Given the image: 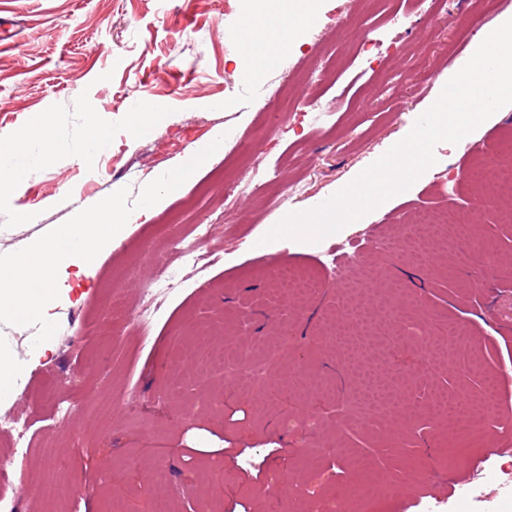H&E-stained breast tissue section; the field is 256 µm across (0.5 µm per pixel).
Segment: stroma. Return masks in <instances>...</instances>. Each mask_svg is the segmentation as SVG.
<instances>
[{
  "label": "stroma",
  "mask_w": 512,
  "mask_h": 512,
  "mask_svg": "<svg viewBox=\"0 0 512 512\" xmlns=\"http://www.w3.org/2000/svg\"><path fill=\"white\" fill-rule=\"evenodd\" d=\"M242 0H0L13 18L0 48V144L42 113L56 119L55 159L0 193V253L25 247L110 193L183 164L215 130L247 138L212 156L148 220L97 256L90 277L45 315L53 351L31 360V327L0 324L26 366L0 416L32 424L26 458L0 477L20 512H512L495 472L512 463V200L477 206L470 159L512 154V106L384 209L320 242L263 236L314 208L401 140L471 57L512 16V0H320L319 20L258 80L246 77L235 31ZM405 16L397 25L393 14ZM372 43L359 56V41ZM302 76L290 112L267 124L274 82ZM158 102L165 117L132 136L127 114ZM110 130L94 165L82 159L88 109ZM429 210L458 220L455 241L417 260L402 225ZM242 224L226 238L225 218ZM213 225L196 265L172 243ZM362 261L333 276L332 257ZM178 273L141 326L155 269ZM302 288L280 284L281 273ZM256 352L263 389L232 369ZM495 380L494 405L479 395ZM469 396L464 423L435 396ZM74 414L53 421L56 401ZM322 449L318 463L306 451ZM66 463L67 501L27 492L31 474ZM474 475L487 498L454 485ZM377 492L362 498L358 486Z\"/></svg>",
  "instance_id": "obj_1"
}]
</instances>
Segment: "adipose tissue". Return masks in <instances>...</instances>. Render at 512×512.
<instances>
[{
	"label": "adipose tissue",
	"instance_id": "adipose-tissue-1",
	"mask_svg": "<svg viewBox=\"0 0 512 512\" xmlns=\"http://www.w3.org/2000/svg\"><path fill=\"white\" fill-rule=\"evenodd\" d=\"M317 21L316 0H289L284 11H247L237 30L238 56L250 63L252 76H260L295 47L302 31ZM50 134L51 119L43 114L0 148V191L22 187L34 168L51 161Z\"/></svg>",
	"mask_w": 512,
	"mask_h": 512
}]
</instances>
